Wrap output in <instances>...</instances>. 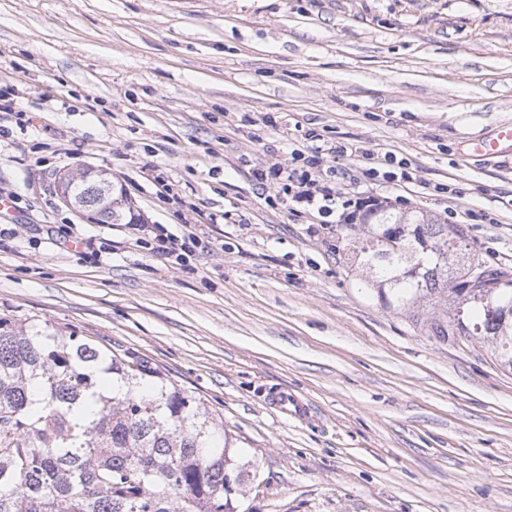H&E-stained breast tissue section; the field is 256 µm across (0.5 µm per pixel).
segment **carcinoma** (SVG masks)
<instances>
[{
  "label": "carcinoma",
  "instance_id": "cac0c4a2",
  "mask_svg": "<svg viewBox=\"0 0 512 512\" xmlns=\"http://www.w3.org/2000/svg\"><path fill=\"white\" fill-rule=\"evenodd\" d=\"M383 305H429V338L482 340L512 371V272L455 224L369 210L340 224ZM484 287L452 288L471 269ZM201 398L145 358L45 321L0 318V512H234L243 471Z\"/></svg>",
  "mask_w": 512,
  "mask_h": 512
}]
</instances>
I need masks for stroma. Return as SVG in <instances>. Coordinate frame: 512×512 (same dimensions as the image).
<instances>
[{"label":"stroma","instance_id":"obj_1","mask_svg":"<svg viewBox=\"0 0 512 512\" xmlns=\"http://www.w3.org/2000/svg\"><path fill=\"white\" fill-rule=\"evenodd\" d=\"M503 122L512 0H0V317L135 352L201 397L249 471L241 512H512V372L385 307L249 176L301 127L391 154L416 181L371 187L351 156L359 191L490 213L465 241L512 271V154L473 155ZM87 167L205 250L181 267L77 216L51 182Z\"/></svg>","mask_w":512,"mask_h":512}]
</instances>
